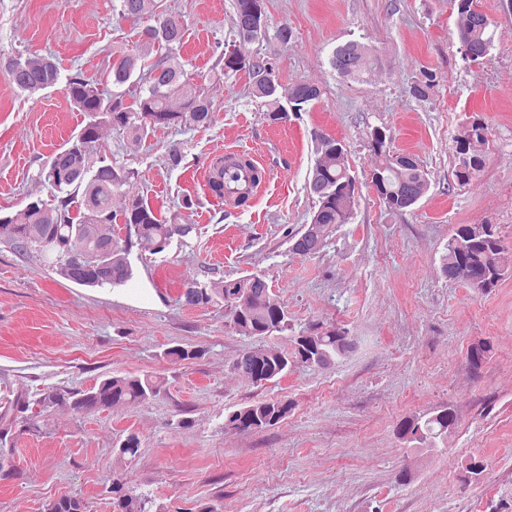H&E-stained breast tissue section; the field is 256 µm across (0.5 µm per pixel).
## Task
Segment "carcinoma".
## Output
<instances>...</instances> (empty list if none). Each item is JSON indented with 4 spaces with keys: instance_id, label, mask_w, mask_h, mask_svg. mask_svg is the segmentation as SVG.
Segmentation results:
<instances>
[{
    "instance_id": "carcinoma-1",
    "label": "carcinoma",
    "mask_w": 512,
    "mask_h": 512,
    "mask_svg": "<svg viewBox=\"0 0 512 512\" xmlns=\"http://www.w3.org/2000/svg\"><path fill=\"white\" fill-rule=\"evenodd\" d=\"M120 14L140 23L135 49H120L112 53L109 80L112 93L79 74L67 78L71 105L89 117L76 139L57 152L42 168L39 177L50 190V199L31 201L16 213H0V243L8 245L21 259L36 255L45 265L65 279L94 287L120 286L133 278L129 254L133 240L146 241L156 252L166 250L174 237H187L192 224L181 222L180 215H158L144 196L128 200L121 211L127 237L124 242L112 239L103 228L117 221L112 211V195L132 179L142 178L134 168L117 166L106 151H95L98 128L109 124L112 129L136 139H146L161 128H198L213 123L214 112L209 100L194 83L178 57L177 48L185 36V20L163 6L162 0H116ZM257 5L253 24H242L241 16L251 5ZM450 9L459 18L456 38L462 59L476 63L494 49V22L480 11L477 0H448ZM233 40L256 41L267 36L263 0H235L232 18ZM152 45L165 54L150 67L142 65L141 45ZM219 61L221 74L233 76L248 73L252 94L265 100L268 120L278 123L302 113L322 97L319 86L297 83L287 92L280 90L275 66L264 60L247 59L224 43ZM330 65L339 75L360 79L374 66L372 54L356 43L336 46ZM7 70L20 90L38 94L55 86L61 71L50 56L27 57L12 55ZM138 92L132 104L124 103L123 87ZM436 86V74L431 70L421 75L408 89L410 96L423 100ZM489 126L484 119L472 117L460 126L452 139L455 158V178L464 185L477 177L485 167V159L477 146L485 143ZM392 137L384 127L373 128L367 148L373 158L369 180L379 198L392 210L404 211L414 206L429 187L428 173L418 157L399 153L390 147ZM318 159L307 177V191L314 200L313 211L304 229L290 234L294 253L311 257L325 246L336 224H348L354 215L357 180L345 163V146L333 137H315ZM227 164L219 158L212 164L209 189L224 197V175ZM251 174L240 184L237 204L248 201L250 188L263 179L261 170L248 165ZM512 270V248L506 246L497 227L492 224H461L448 240L441 271L446 280L461 282L471 288L489 291L498 286L504 275ZM250 292L243 294L242 289ZM181 299L188 306L224 304L228 309L230 326L242 336H270L289 327L288 311L281 305L266 280L256 274L233 280L186 284ZM354 348L348 331L331 326L324 330L305 328L294 337L291 354L263 346L247 348L238 356L235 369L247 375L259 386L275 380L295 367L326 368L347 356ZM490 342L473 345L467 353L469 363L478 367L490 351ZM165 356L180 362L199 357V351L174 346ZM157 390L149 377L112 375L92 388L76 391L71 396L49 391L36 401L35 412L28 398L21 395L0 404V472L11 474L10 460L14 448L5 447V440L16 427L31 429L41 412L54 405L69 403L82 413H95L117 405H137L149 399ZM292 405L282 400H261L234 410L225 416V427L240 432L272 427L288 417ZM456 423V414L442 409L422 420L418 417L402 422L398 434L408 443L426 444L428 438H412L418 427L429 431L434 438L448 432ZM141 441L135 434L127 435L115 448L117 460L132 458ZM148 500L135 494L116 480L112 482L113 512H149ZM44 512H87L83 501L61 496L45 503Z\"/></svg>"
}]
</instances>
